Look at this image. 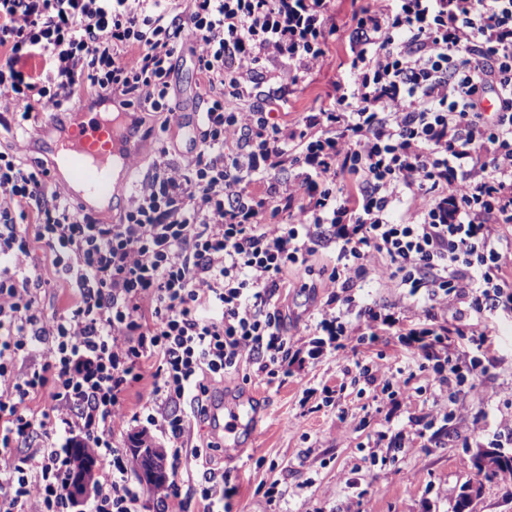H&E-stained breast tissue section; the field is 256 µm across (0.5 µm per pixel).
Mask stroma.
<instances>
[{"label": "stroma", "instance_id": "35a3bbf8", "mask_svg": "<svg viewBox=\"0 0 512 512\" xmlns=\"http://www.w3.org/2000/svg\"><path fill=\"white\" fill-rule=\"evenodd\" d=\"M349 60L347 38L330 42L326 68L290 94L288 120L328 104ZM146 125L151 129L147 140L131 139L127 148L135 181L147 173L159 147H167L176 164L191 156V127L166 129L158 116L147 117ZM331 256V249H319L306 265L291 267L285 275L279 295L285 329L303 346L289 376L269 384L247 362L224 378L225 403L247 404L261 430L260 438L225 442L219 455L225 481L238 488L226 501L228 512H332L347 503L354 512H453L466 488L472 492V512H512V480L486 481L470 463L476 448L491 441L501 415L512 411L507 397L512 391V315L493 323L500 357L477 377L486 395L465 390L452 403L433 401L426 393L430 367L418 360H395L397 337L373 342L349 337V362L403 369L418 391L412 412L428 420L451 415L447 439L389 453L375 441L379 434L397 433L408 412L386 401L362 412L366 398L359 384L343 375L333 343L315 329L317 310L330 293L325 273ZM496 388L501 391L497 397L492 394ZM180 472L179 503H160L148 492L145 512H202L196 492L202 466L187 454Z\"/></svg>", "mask_w": 512, "mask_h": 512}]
</instances>
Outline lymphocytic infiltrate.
Segmentation results:
<instances>
[{
  "instance_id": "1",
  "label": "lymphocytic infiltrate",
  "mask_w": 512,
  "mask_h": 512,
  "mask_svg": "<svg viewBox=\"0 0 512 512\" xmlns=\"http://www.w3.org/2000/svg\"><path fill=\"white\" fill-rule=\"evenodd\" d=\"M342 32L350 70L332 104L270 118L269 102L287 106ZM187 40L210 91L193 154L176 165L160 149L119 223L82 212L47 163L0 153V512H73L65 436L111 465L90 512H143L115 439L128 419L168 440L172 466L186 450L204 459L203 512H224L222 442L190 449L184 437L242 361L270 381L287 372L296 340L278 277L324 247L333 292L316 327L337 350L366 329L434 357L451 330L431 312L452 301L475 313L456 328L472 366L498 358L489 321L512 312V0H383L344 25L333 0H0V112L23 102L31 139L40 115L88 94L136 128L147 112L180 124L171 76ZM262 62L279 70L273 90L253 84ZM37 246L50 268L30 263ZM376 257L399 312L358 301ZM56 276L72 301L47 314ZM358 371L371 401L409 412L390 449L444 435L411 415L401 373ZM145 380L144 410L128 414L126 393Z\"/></svg>"
}]
</instances>
